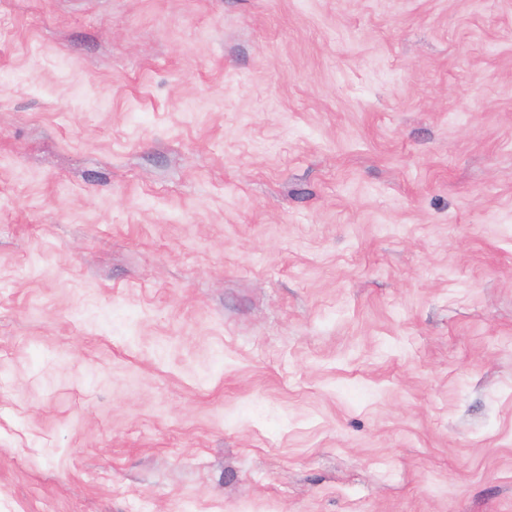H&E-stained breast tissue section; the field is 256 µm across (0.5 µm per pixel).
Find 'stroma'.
Instances as JSON below:
<instances>
[{
	"label": "stroma",
	"mask_w": 512,
	"mask_h": 512,
	"mask_svg": "<svg viewBox=\"0 0 512 512\" xmlns=\"http://www.w3.org/2000/svg\"><path fill=\"white\" fill-rule=\"evenodd\" d=\"M0 512H512V0H0Z\"/></svg>",
	"instance_id": "stroma-1"
}]
</instances>
